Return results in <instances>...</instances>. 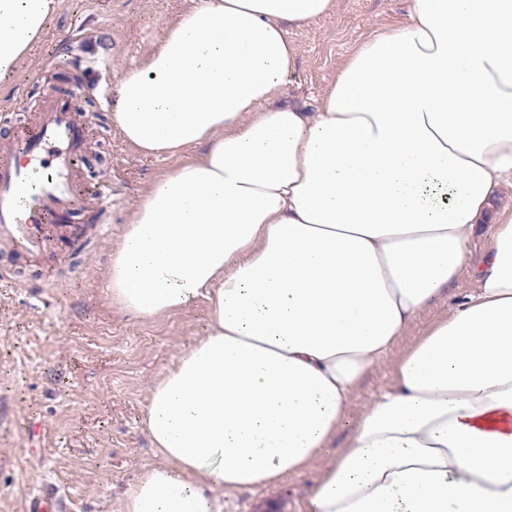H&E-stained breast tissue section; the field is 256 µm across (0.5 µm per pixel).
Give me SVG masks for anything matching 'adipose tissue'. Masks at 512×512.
<instances>
[{"label": "adipose tissue", "mask_w": 512, "mask_h": 512, "mask_svg": "<svg viewBox=\"0 0 512 512\" xmlns=\"http://www.w3.org/2000/svg\"><path fill=\"white\" fill-rule=\"evenodd\" d=\"M63 0H0V85ZM333 0H197L124 72L112 123L180 154L134 206L106 297L142 318L210 306L155 381L160 465L125 512H224L322 468L307 512H512V0H412L317 111L277 103L287 30ZM495 230L481 254L477 224ZM473 289L330 444L364 375L462 271Z\"/></svg>", "instance_id": "ef3b65f1"}]
</instances>
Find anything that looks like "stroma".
<instances>
[{"label": "stroma", "mask_w": 512, "mask_h": 512, "mask_svg": "<svg viewBox=\"0 0 512 512\" xmlns=\"http://www.w3.org/2000/svg\"><path fill=\"white\" fill-rule=\"evenodd\" d=\"M411 0H335L328 16L290 30L298 64L286 98L315 111L342 61L376 32L404 23ZM192 0H64L46 33L0 94V139L10 121L35 114L55 84L57 55L72 53V77L99 92V70L113 78L137 66L165 25ZM90 154L111 176L112 237L93 241L84 268H62L57 287L41 288L24 262L0 253L11 277L0 280V512H27L31 495L49 488L63 512H123L127 490L159 464L143 425L153 383L182 351L203 336L209 304L145 319L112 308L105 272L140 192L174 170L177 156H147L125 143L110 106L87 117ZM471 288L461 272L442 297L421 311L388 356L360 381L349 407L359 418L393 378V364L436 321L450 316ZM316 469L279 486L225 493L224 512H305Z\"/></svg>", "instance_id": "obj_1"}]
</instances>
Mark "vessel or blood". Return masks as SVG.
I'll return each mask as SVG.
<instances>
[{
  "label": "vessel or blood",
  "mask_w": 512,
  "mask_h": 512,
  "mask_svg": "<svg viewBox=\"0 0 512 512\" xmlns=\"http://www.w3.org/2000/svg\"><path fill=\"white\" fill-rule=\"evenodd\" d=\"M88 135L68 94L46 96L34 119L17 124L0 143V241L39 261L55 250L65 215L95 203L99 238L112 234V180L85 178L78 164ZM51 490L32 495L28 512H61Z\"/></svg>",
  "instance_id": "b4317fda"
}]
</instances>
